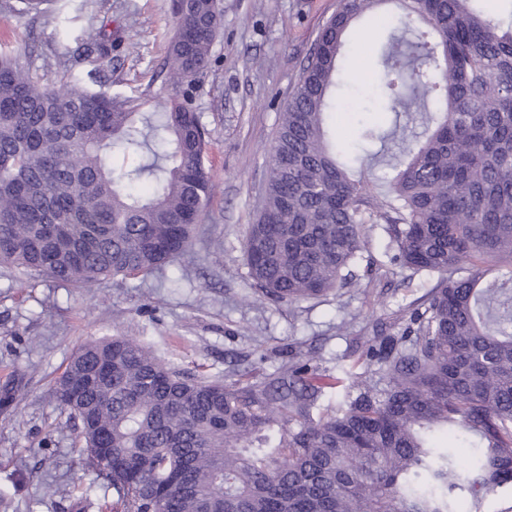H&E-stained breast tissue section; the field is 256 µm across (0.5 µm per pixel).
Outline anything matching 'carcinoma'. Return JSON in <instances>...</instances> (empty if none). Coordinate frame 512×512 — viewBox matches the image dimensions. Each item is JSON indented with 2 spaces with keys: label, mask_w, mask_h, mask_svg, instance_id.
<instances>
[{
  "label": "carcinoma",
  "mask_w": 512,
  "mask_h": 512,
  "mask_svg": "<svg viewBox=\"0 0 512 512\" xmlns=\"http://www.w3.org/2000/svg\"><path fill=\"white\" fill-rule=\"evenodd\" d=\"M390 0H338L281 113L244 256L290 304L367 288L365 229L389 263L434 278L364 371L323 375L315 351L273 376L189 377L131 336L90 341L54 395L112 486V512H481L512 490V21L483 0H396L378 71L352 74L394 115L348 148L327 125L348 31ZM170 91L56 88L0 53V265L88 287L186 256L212 199L190 89L224 27L216 0H173ZM108 22L84 53L112 59ZM138 157L115 172L112 149ZM341 386L342 399L326 401ZM25 387L0 388V411ZM471 449L460 460L440 435ZM112 449V460L91 457Z\"/></svg>",
  "instance_id": "carcinoma-1"
}]
</instances>
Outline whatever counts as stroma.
I'll return each mask as SVG.
<instances>
[{
  "label": "stroma",
  "instance_id": "35a3bbf8",
  "mask_svg": "<svg viewBox=\"0 0 512 512\" xmlns=\"http://www.w3.org/2000/svg\"><path fill=\"white\" fill-rule=\"evenodd\" d=\"M336 4L221 0L224 28L194 102L208 133L213 194L190 255L146 276L84 289L0 268V385L27 378L20 402L0 414V512H100L112 500L52 395L84 342L132 336L183 371L221 379L241 362L260 379L307 348L320 369L338 374L355 366L374 330H402L405 307L430 280L389 275V239L380 225L367 227L365 254L376 280L366 291L339 288L275 304L260 297L243 259L279 114ZM98 12L120 36L108 63L80 49ZM172 33L170 0H51L37 18L22 0H0V51L20 55L32 72L140 95L152 105L168 94Z\"/></svg>",
  "mask_w": 512,
  "mask_h": 512
}]
</instances>
